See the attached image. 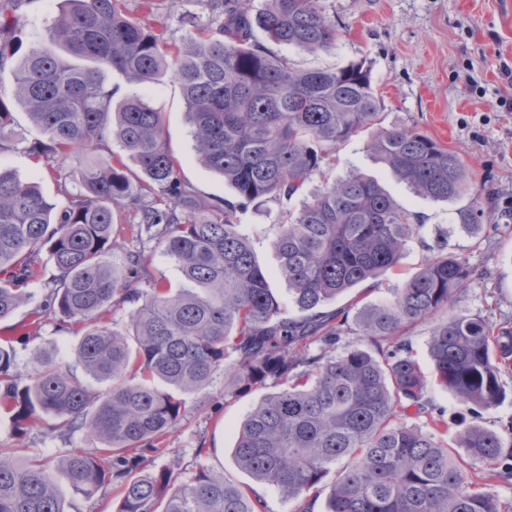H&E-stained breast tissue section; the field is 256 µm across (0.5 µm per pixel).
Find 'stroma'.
<instances>
[{
	"mask_svg": "<svg viewBox=\"0 0 512 512\" xmlns=\"http://www.w3.org/2000/svg\"><path fill=\"white\" fill-rule=\"evenodd\" d=\"M125 3L132 20L164 30L172 41L211 20L206 0H155L150 12L141 0ZM321 5L327 16L348 30L336 51L316 56L274 44L271 52L299 68L366 61L380 101L381 127H417L464 155L474 185L483 191L484 229L476 240L459 232L449 234L448 250L466 257L485 275L458 294L452 311L479 315L497 324L512 323V211L504 207L505 202H512V108L506 105L512 98V81L503 74L504 66L512 67V0H321ZM52 14L51 0H0V19L21 16L25 22L22 38L27 42L43 31ZM150 90L156 107L164 114L167 146L181 162L182 182L200 198L236 201L234 190L223 177L198 162L178 87L164 78L152 84ZM14 116L20 136L0 150V168L23 178H36L48 198L65 205L67 194L79 193L80 185L69 177L68 166L33 160L28 146L36 133L24 112L15 111ZM367 140L363 132L338 146L333 175L358 166L384 184L400 203L418 212L424 225L421 236L409 243L397 269L372 292V299L378 300L390 297L394 288L419 270L429 255L427 245L433 240L435 225L455 223L456 209L469 206L471 197L466 194L443 202L415 196L370 158ZM298 206V199L281 198L249 204L238 215L283 301L288 298V289L276 276L279 257L273 240L283 212ZM429 331V324L422 323L409 332L416 357L430 379L427 398L448 420L475 421L505 433L512 427V379L506 383L503 402L473 413L469 405L432 382L433 365L426 346ZM79 340L76 332H60L54 322H46L33 344H16V369L24 372L32 368V350L36 347L72 360ZM203 395L209 402L207 411H198L195 397H188L184 417L168 438L169 451L156 459V466H169L188 476L198 464H207L236 483L253 485L266 499L270 512H293L294 503L279 490L253 483L235 463L238 429L261 400L262 391L227 398L224 375L219 372ZM84 445L81 434L50 433L42 428L18 436L9 414H0V447L39 453L52 461ZM202 445L207 455H198Z\"/></svg>",
	"mask_w": 512,
	"mask_h": 512,
	"instance_id": "stroma-1",
	"label": "stroma"
}]
</instances>
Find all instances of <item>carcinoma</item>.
<instances>
[{
    "label": "carcinoma",
    "mask_w": 512,
    "mask_h": 512,
    "mask_svg": "<svg viewBox=\"0 0 512 512\" xmlns=\"http://www.w3.org/2000/svg\"><path fill=\"white\" fill-rule=\"evenodd\" d=\"M60 2L46 38L25 49L8 37L20 20L0 22V70L10 67L13 103L41 135L30 152L71 163L81 186L59 211L37 181L0 169V321L31 301L42 250L57 271L29 319L0 336V410L20 436L50 415L47 430L81 432L93 451L71 450L51 466L0 447V512H64L59 475L88 496L112 490L114 512H268L251 487L206 464L188 480L145 465L168 451L185 396L205 390L219 370L226 397L276 386L240 425L234 458L297 503L294 512H311L324 492L326 512H512V500L484 490L512 478V432L469 423L448 440L407 336L434 320L427 349L438 383L477 412L505 399L512 329L448 312L479 276L444 252L448 229L435 230L430 257L391 299L364 292L322 310L394 270L423 228L417 212L355 166L307 190L336 162L340 143L377 125L371 71L363 61L296 69L264 42L317 55L335 50L345 28L319 0H209L211 22L171 42L131 20L123 0ZM108 71L137 86L167 76L179 87L197 160L224 178L238 204L208 202L181 182L162 112L144 90L115 99ZM13 124L0 98V149L13 140ZM112 143L136 177L113 161ZM367 150L418 197L451 202L472 192L457 220L480 227L482 192L469 185L459 153L414 126L372 132ZM154 190L167 208L145 201ZM281 195L302 197L273 242L298 316L285 311L237 224L238 208ZM131 205L139 223L127 225L129 234L164 241L192 287L155 278L140 251L108 263L122 249L114 224ZM117 299L136 305L120 331L103 322ZM56 315L58 329L81 334L74 364L36 349L39 366L21 378L14 343ZM345 336L361 344L338 354ZM410 408L424 426L407 424Z\"/></svg>",
    "instance_id": "carcinoma-1"
}]
</instances>
